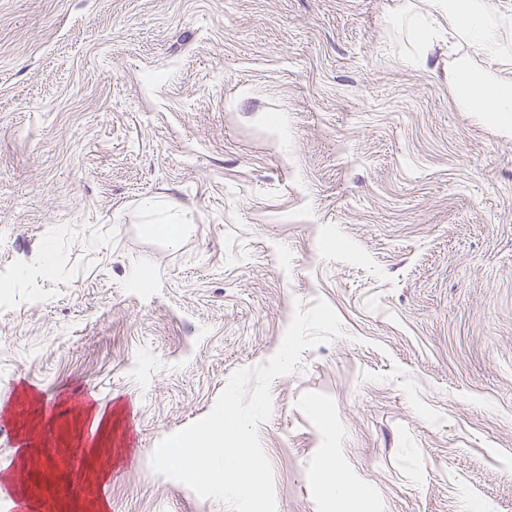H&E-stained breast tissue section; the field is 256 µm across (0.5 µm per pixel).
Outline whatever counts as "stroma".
I'll use <instances>...</instances> for the list:
<instances>
[{
  "label": "stroma",
  "instance_id": "35a3bbf8",
  "mask_svg": "<svg viewBox=\"0 0 512 512\" xmlns=\"http://www.w3.org/2000/svg\"><path fill=\"white\" fill-rule=\"evenodd\" d=\"M400 5L0 0V512H231L152 453L319 298L345 334L259 426L276 512H512V128L457 105L466 45L411 63ZM76 395L112 421L73 471ZM325 488L328 494L335 500L341 501L349 496V490L338 475L335 462L329 460L326 463Z\"/></svg>",
  "mask_w": 512,
  "mask_h": 512
}]
</instances>
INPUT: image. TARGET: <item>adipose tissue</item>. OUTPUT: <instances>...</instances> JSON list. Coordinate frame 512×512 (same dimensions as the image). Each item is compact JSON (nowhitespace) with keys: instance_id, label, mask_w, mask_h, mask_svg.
Listing matches in <instances>:
<instances>
[{"instance_id":"obj_1","label":"adipose tissue","mask_w":512,"mask_h":512,"mask_svg":"<svg viewBox=\"0 0 512 512\" xmlns=\"http://www.w3.org/2000/svg\"><path fill=\"white\" fill-rule=\"evenodd\" d=\"M431 3L432 11L405 20L415 41L428 50L444 33L450 40L465 43L474 56H488L498 62L501 76L485 80L468 66L455 64L448 68V81L462 108L503 123L511 122L512 46L503 39V17L491 10L486 0H431ZM437 13L446 18L447 30L435 26L433 16ZM76 420L81 425L76 434V450L84 458H91L100 436L109 427L111 415L88 406L78 410Z\"/></svg>"}]
</instances>
